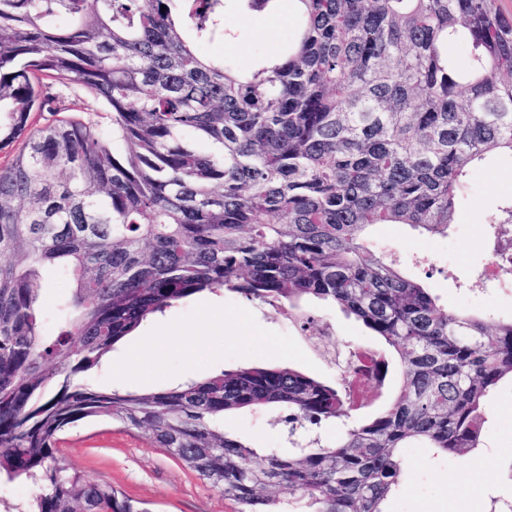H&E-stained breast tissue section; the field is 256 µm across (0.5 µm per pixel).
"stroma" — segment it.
Masks as SVG:
<instances>
[{
  "instance_id": "35a3bbf8",
  "label": "stroma",
  "mask_w": 512,
  "mask_h": 512,
  "mask_svg": "<svg viewBox=\"0 0 512 512\" xmlns=\"http://www.w3.org/2000/svg\"><path fill=\"white\" fill-rule=\"evenodd\" d=\"M223 42L205 43L207 57L228 59L279 56L295 30L290 0L254 11L246 0H224ZM472 190L447 236L419 235L405 224H382L372 233L379 244L396 251L409 274L429 275L432 293L441 303L512 317V274L504 273L494 303L468 287L481 270L486 221L500 200L512 196V161L502 159L475 170ZM187 335V342L167 348H145L143 339L157 328ZM291 367L309 376L332 379L336 370L300 339L283 310L235 294L194 297L145 322L135 335L117 345L111 357L84 376L94 388H121L151 393L240 367ZM227 433L264 448L282 446V433L270 411H241L224 420ZM493 465L460 478L459 467L427 449L405 454L406 478L385 505L386 512H490L492 499L512 501V382L503 381L493 399L486 426ZM59 457L68 474L112 486L143 512H235L234 502L200 479L144 432L109 421L85 423L67 430Z\"/></svg>"
}]
</instances>
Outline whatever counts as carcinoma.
I'll use <instances>...</instances> for the list:
<instances>
[{
	"instance_id": "cac0c4a2",
	"label": "carcinoma",
	"mask_w": 512,
	"mask_h": 512,
	"mask_svg": "<svg viewBox=\"0 0 512 512\" xmlns=\"http://www.w3.org/2000/svg\"><path fill=\"white\" fill-rule=\"evenodd\" d=\"M281 58H204L224 0H0V476H40L14 512H140L112 486L64 474L59 434L102 418L146 432L239 512H385L403 449L481 453L491 399L512 379V318L450 309L378 251L370 230L448 236L471 171L512 159V19L499 0H292ZM166 10H161V6ZM458 45L463 61L448 55ZM112 111L58 120L54 84ZM512 273V198L487 220ZM74 292L43 328V271ZM310 306L381 346L354 376L244 367L164 392L80 376L157 313L203 294ZM276 411L288 447L257 450L227 414ZM334 424L333 440L319 429Z\"/></svg>"
}]
</instances>
